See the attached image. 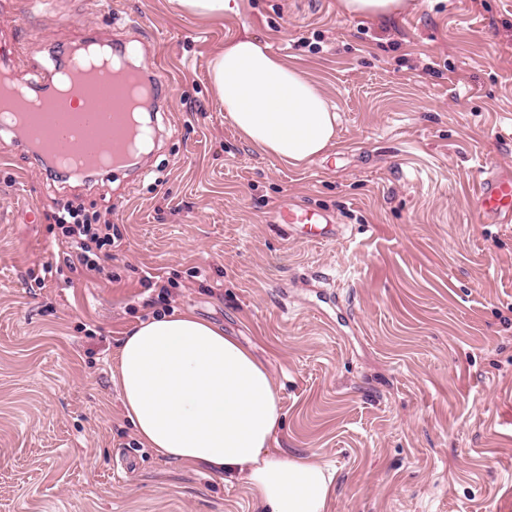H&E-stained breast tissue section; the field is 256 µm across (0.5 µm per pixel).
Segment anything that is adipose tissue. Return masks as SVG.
Returning a JSON list of instances; mask_svg holds the SVG:
<instances>
[{
	"label": "adipose tissue",
	"instance_id": "adipose-tissue-1",
	"mask_svg": "<svg viewBox=\"0 0 512 512\" xmlns=\"http://www.w3.org/2000/svg\"><path fill=\"white\" fill-rule=\"evenodd\" d=\"M209 80L242 140L284 166L311 162L336 139L334 105L262 39L226 43ZM115 380L137 437L158 456L239 477L260 512H327L335 468L274 448L279 389L220 326L190 312L139 321L119 342Z\"/></svg>",
	"mask_w": 512,
	"mask_h": 512
}]
</instances>
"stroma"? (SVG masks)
Returning <instances> with one entry per match:
<instances>
[{
  "instance_id": "obj_1",
  "label": "stroma",
  "mask_w": 512,
  "mask_h": 512,
  "mask_svg": "<svg viewBox=\"0 0 512 512\" xmlns=\"http://www.w3.org/2000/svg\"><path fill=\"white\" fill-rule=\"evenodd\" d=\"M387 19L337 0H243L200 19L170 0H0V42L55 62L87 32L173 80L146 177L48 174L0 131V512H254L240 480L158 457L126 419L118 344L190 311L267 363L278 448L336 468L327 512H512V223L471 197L512 178V0H415ZM248 33L304 69L335 144L285 167L246 144L209 63ZM119 236L71 267L51 214ZM328 215L309 242L282 210ZM150 278L144 287L142 278Z\"/></svg>"
}]
</instances>
